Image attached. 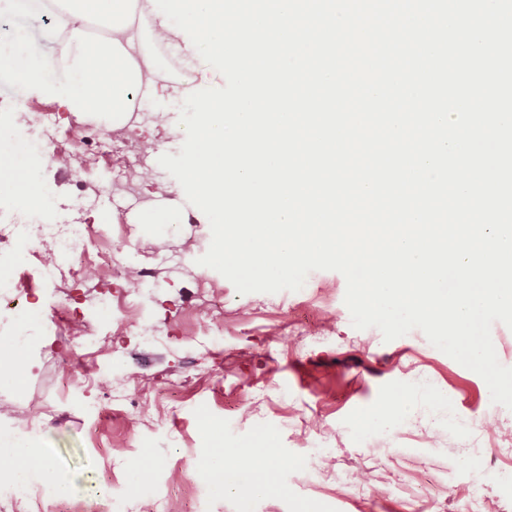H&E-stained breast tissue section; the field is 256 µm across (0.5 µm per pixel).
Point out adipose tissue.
<instances>
[{"label":"adipose tissue","mask_w":512,"mask_h":512,"mask_svg":"<svg viewBox=\"0 0 512 512\" xmlns=\"http://www.w3.org/2000/svg\"><path fill=\"white\" fill-rule=\"evenodd\" d=\"M41 164L26 165L23 171H10L0 175V197L14 199L20 207L38 209ZM276 458L268 448L219 449L217 455L205 464L209 484L220 494L256 495L274 492L271 476ZM31 471L66 492L67 485L60 478L40 448L21 437L0 436V471Z\"/></svg>","instance_id":"adipose-tissue-1"}]
</instances>
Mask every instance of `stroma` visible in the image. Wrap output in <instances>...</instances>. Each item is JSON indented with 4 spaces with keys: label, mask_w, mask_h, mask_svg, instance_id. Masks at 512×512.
Segmentation results:
<instances>
[{
    "label": "stroma",
    "mask_w": 512,
    "mask_h": 512,
    "mask_svg": "<svg viewBox=\"0 0 512 512\" xmlns=\"http://www.w3.org/2000/svg\"><path fill=\"white\" fill-rule=\"evenodd\" d=\"M158 81L167 120L108 130V158L88 167L50 164L60 203L82 200V223L105 224L102 248L124 269L152 272L141 294L159 331L144 346L136 332H120L130 308L124 279L82 276L45 284L26 278L0 250V282H23L28 371L22 383L0 384V433L25 428L49 451L51 466L69 491L47 500L31 497L14 512H59L62 504L97 501L106 486L127 497L132 512H152L132 478L130 464L159 458L152 482L168 497L170 512H487L501 490L476 483L489 467L497 434L512 430V413L491 401L485 380L435 348L418 329L384 341L378 328L353 327L340 272H311L297 291L238 294L216 270L199 265L211 228L188 202L177 180L153 166L138 184L139 202L113 203L112 173L132 151L179 154L178 102ZM55 113L61 127L76 119L58 102L0 82V120L37 125ZM177 212L169 228L143 223L147 210ZM207 276L217 295L198 293ZM111 294V308L97 300ZM111 339L124 356L129 393L148 402L130 416L125 403L107 401L84 383L101 354L69 347L79 318ZM313 337H296L301 320ZM406 403L399 425L361 430V415ZM221 433L204 436V425ZM274 449L276 492L247 498L216 494L191 475L220 448Z\"/></svg>",
    "instance_id": "obj_1"
}]
</instances>
